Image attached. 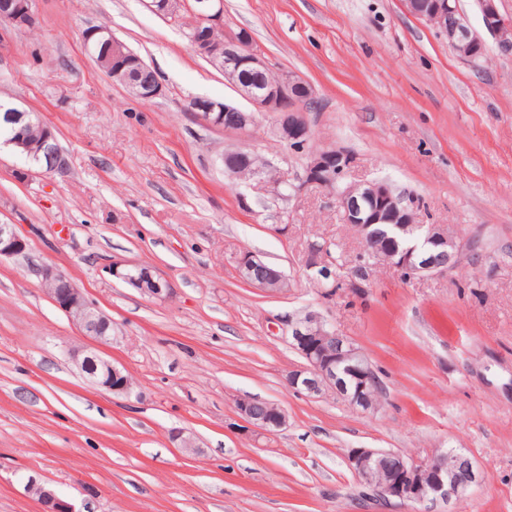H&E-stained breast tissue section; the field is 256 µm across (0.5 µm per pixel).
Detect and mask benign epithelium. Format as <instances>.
<instances>
[{"instance_id":"benign-epithelium-1","label":"benign epithelium","mask_w":512,"mask_h":512,"mask_svg":"<svg viewBox=\"0 0 512 512\" xmlns=\"http://www.w3.org/2000/svg\"><path fill=\"white\" fill-rule=\"evenodd\" d=\"M412 15L433 24L460 58L468 61L482 44L481 37L471 28L460 11L458 0H403ZM486 31L497 41L500 49L512 51V21L504 18L498 0H476ZM190 13L196 19L200 36L192 40L196 51L235 85L239 93L254 110L242 109L226 101L196 98L190 112L203 125L222 131L245 133L257 123V113L273 115L274 133L290 142L309 139L311 129L297 104L313 98L314 89L298 76H282L272 82L253 83L251 76L271 72L268 62L252 48L251 34L241 30L218 43L210 33L224 29V0H193ZM37 16L33 0H0V23L11 27L31 28ZM100 37L112 53V79L125 84L135 77L134 93L140 99L151 100L163 94V84L153 69L136 53L128 49L106 27L86 33L85 40ZM48 147L45 171L62 173L68 162L56 144L52 130H46ZM353 156L334 149H326L311 157L305 168L307 185L324 188L336 194V207L347 224L370 227L373 224L392 225V235L386 245L376 246L362 238L364 250L376 256V261L386 263L408 277L446 275L459 263L463 251L460 240L438 224L418 222L420 204L410 196L396 191L389 183L372 181L350 186L336 192V181L353 168ZM28 242L21 237L15 225L0 222V258L26 252ZM139 268L132 262L112 264V276L151 298L169 296L172 288L168 280L144 268L138 275L131 271ZM306 268L310 279L325 288L338 280L336 271L327 259L325 249L317 246L309 254ZM238 273L242 280L268 293H283L276 284L288 283V277L279 268L260 259L251 252L238 259ZM41 284L48 298L78 325L82 335L91 344L73 351L84 376L96 387L118 397L133 394V381L124 369L104 359L99 347L114 341L112 319L87 300L64 272L54 266L39 268ZM286 328L289 345L304 363L288 374V386L310 397L332 393L343 398L352 408L362 412L374 411L377 400L369 392L379 388L376 370L357 345L347 336L336 331L324 314L307 309L290 314L280 321ZM346 373L355 381L351 389L340 377ZM236 409L242 422L267 433L274 432L286 423L285 411L275 403L252 398L241 399ZM348 467L361 482L373 488L379 501L385 505L393 501L401 504L420 505L424 512H440L437 506H450L472 487L485 480L484 473L466 454L452 451L435 453L420 459L399 451L377 448H353L347 455ZM383 472L374 480L375 471ZM29 497L37 501L42 512H78L68 500L59 496L49 484L30 476L25 483Z\"/></svg>"}]
</instances>
